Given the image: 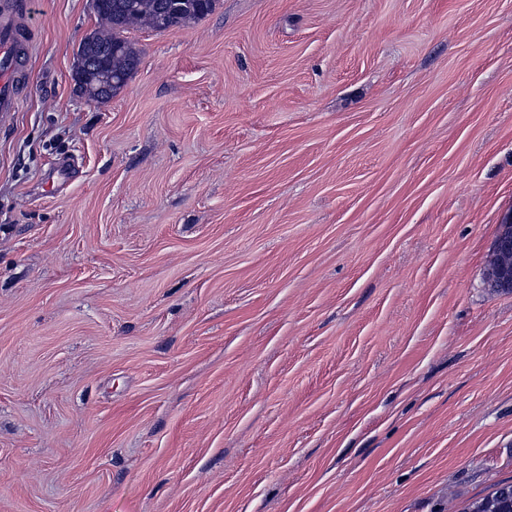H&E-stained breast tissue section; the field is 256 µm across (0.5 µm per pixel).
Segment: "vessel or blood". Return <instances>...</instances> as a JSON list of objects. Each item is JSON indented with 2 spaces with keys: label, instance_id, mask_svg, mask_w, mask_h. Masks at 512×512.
I'll return each instance as SVG.
<instances>
[{
  "label": "vessel or blood",
  "instance_id": "b4317fda",
  "mask_svg": "<svg viewBox=\"0 0 512 512\" xmlns=\"http://www.w3.org/2000/svg\"><path fill=\"white\" fill-rule=\"evenodd\" d=\"M26 0H0V114L17 111L22 99L23 61L37 40L26 17Z\"/></svg>",
  "mask_w": 512,
  "mask_h": 512
}]
</instances>
